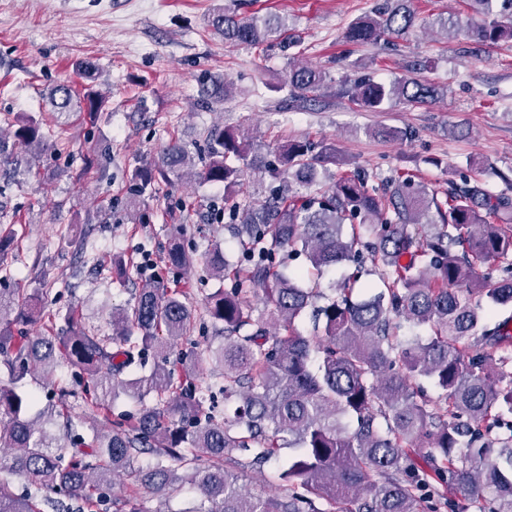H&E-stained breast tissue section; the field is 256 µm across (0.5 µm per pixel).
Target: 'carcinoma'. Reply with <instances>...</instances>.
I'll list each match as a JSON object with an SVG mask.
<instances>
[{"label":"carcinoma","mask_w":512,"mask_h":512,"mask_svg":"<svg viewBox=\"0 0 512 512\" xmlns=\"http://www.w3.org/2000/svg\"><path fill=\"white\" fill-rule=\"evenodd\" d=\"M470 3L472 35L493 44L512 39V0ZM415 22L409 0H396L354 22L346 39L375 43L405 35ZM209 26L227 47L260 45L288 31L277 13L240 17L225 8ZM326 81L320 68L290 65L284 85L306 100ZM232 91L233 84L214 81L202 103H222ZM347 93L360 109L382 112L397 100L428 103L436 90L416 78L363 77ZM49 102L59 114L105 109L103 98L69 82L52 88ZM13 136L35 158L48 147L41 122L29 115L16 120ZM206 140L198 177L224 185L228 200L251 174L268 170L229 129L213 126ZM334 161L328 146L289 143L279 149V172L305 192L262 199L256 186L253 201L233 210L236 260L217 248L200 259L211 278L230 281L204 300L218 342L191 352L186 366L171 361V348L193 332L194 309L160 279L112 312L110 337L75 326L72 311L68 331L16 336L13 325L42 318L41 302L35 291L0 290V451L16 450L9 470L34 487L18 495L0 482V512H41L55 495L90 510L110 500L115 512H143L140 488L168 495L185 480L201 497L185 512H512V312L492 327L483 323L487 312L512 309V224L500 223L512 201L493 198L464 174L443 203L407 173L381 192L367 171L355 169L325 189L318 166ZM193 168L188 147L170 141L156 170L135 173L130 208L156 178L170 185ZM433 209L437 222L429 219ZM179 234L173 231L165 262L188 268L194 260ZM284 252L305 257L307 268L286 272ZM338 267L351 272L328 294L319 278ZM372 273L378 283L362 282ZM259 292L264 308L257 314L250 296ZM306 317L318 335L300 333ZM404 322L428 326L430 336L399 335ZM60 360L86 376L85 409L48 406L34 415L37 397L16 383L32 367L51 373ZM211 364L219 373L197 381L196 372ZM129 372L137 377L123 378ZM119 391L135 411L86 440L88 425ZM284 448L279 478L288 494L245 492L236 475L240 456L260 467ZM119 471L130 491L113 501Z\"/></svg>","instance_id":"carcinoma-1"}]
</instances>
